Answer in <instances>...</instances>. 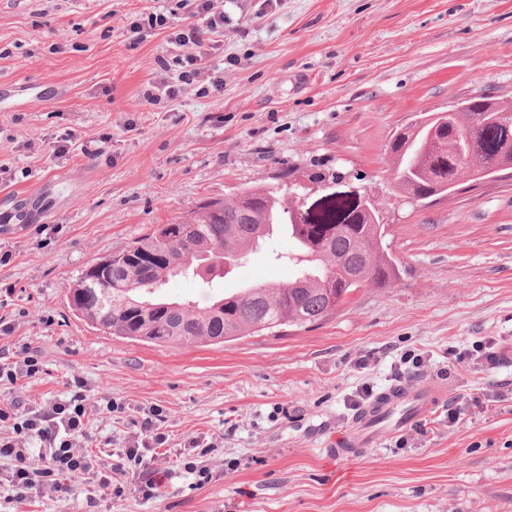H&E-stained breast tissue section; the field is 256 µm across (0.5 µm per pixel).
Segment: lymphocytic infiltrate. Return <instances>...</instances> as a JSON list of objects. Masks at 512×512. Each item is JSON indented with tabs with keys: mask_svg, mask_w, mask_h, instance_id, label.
Masks as SVG:
<instances>
[{
	"mask_svg": "<svg viewBox=\"0 0 512 512\" xmlns=\"http://www.w3.org/2000/svg\"><path fill=\"white\" fill-rule=\"evenodd\" d=\"M194 20L187 32L177 34L180 52L172 61H161L162 69L176 64L188 68L190 76L206 75L214 88L224 86L207 64L206 48L214 36L224 32V14L214 0H194ZM44 371L38 348L24 343L0 352V388L18 380L39 379ZM67 397L41 405L14 398L0 403V486H7L15 501L29 494L56 498L75 495L86 481H94L100 491L149 500L158 494L157 460L169 445L161 424L164 411L145 410L139 434L129 437L116 462L91 454L88 449L89 418L98 406L81 377H73Z\"/></svg>",
	"mask_w": 512,
	"mask_h": 512,
	"instance_id": "lymphocytic-infiltrate-1",
	"label": "lymphocytic infiltrate"
}]
</instances>
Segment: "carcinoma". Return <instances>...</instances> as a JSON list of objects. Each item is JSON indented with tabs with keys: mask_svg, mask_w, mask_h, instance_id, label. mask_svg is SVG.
<instances>
[{
	"mask_svg": "<svg viewBox=\"0 0 512 512\" xmlns=\"http://www.w3.org/2000/svg\"><path fill=\"white\" fill-rule=\"evenodd\" d=\"M483 98H471L461 122L439 114L396 132L387 146L394 189L405 197H443L459 189L467 171L453 148H468L469 169L509 165L512 150L502 145L503 131ZM289 175L278 186L257 185L224 199L208 200L176 224H160L125 251L108 255L84 269L69 288V308L94 328L132 341L156 345H217L290 326L321 323L355 292L384 287L397 277V265L385 252L384 225L371 213L337 221L345 204L335 202L317 222L289 224L298 249L288 261L298 275L283 284L255 285L216 298L200 308L154 297L172 276L213 261L236 266L267 237L266 228L281 221L289 205Z\"/></svg>",
	"mask_w": 512,
	"mask_h": 512,
	"instance_id": "obj_1",
	"label": "carcinoma"
}]
</instances>
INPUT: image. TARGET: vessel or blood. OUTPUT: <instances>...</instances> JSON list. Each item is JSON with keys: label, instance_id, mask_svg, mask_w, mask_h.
<instances>
[{"label": "vessel or blood", "instance_id": "b4317fda", "mask_svg": "<svg viewBox=\"0 0 512 512\" xmlns=\"http://www.w3.org/2000/svg\"><path fill=\"white\" fill-rule=\"evenodd\" d=\"M444 395V387L430 380L388 387L357 411L351 427L333 448V455L342 460L359 457L382 433L409 425L442 403Z\"/></svg>", "mask_w": 512, "mask_h": 512}]
</instances>
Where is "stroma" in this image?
Returning a JSON list of instances; mask_svg holds the SVG:
<instances>
[{
    "mask_svg": "<svg viewBox=\"0 0 512 512\" xmlns=\"http://www.w3.org/2000/svg\"><path fill=\"white\" fill-rule=\"evenodd\" d=\"M224 34L210 61L224 88L180 83L170 36L188 0H0V285L15 324L0 347H37L45 372L15 389L40 404L83 378L96 400L94 445L138 433L143 408L166 415L174 467L197 437L216 435L217 478L175 475L136 502L85 484L67 498L10 500L0 512H512V361L454 355L478 341L512 346V179L464 184L412 202L391 192L387 145L416 114L475 95L512 99V0H218ZM167 18L130 46L127 25ZM179 96L151 105L161 82ZM109 149L97 155L102 135ZM70 137V151L58 142ZM321 170L369 191L386 216L398 277L365 288L327 321L214 347L133 343L86 325L66 294L82 270L157 225L183 220L285 173ZM294 243L267 240L224 278L176 276L159 296L206 305L217 293L282 284ZM421 378L447 385L426 417L358 459H330L369 395ZM464 410L456 424L448 411ZM241 466L225 474L226 461Z\"/></svg>",
    "mask_w": 512,
    "mask_h": 512,
    "instance_id": "obj_1",
    "label": "stroma"
}]
</instances>
